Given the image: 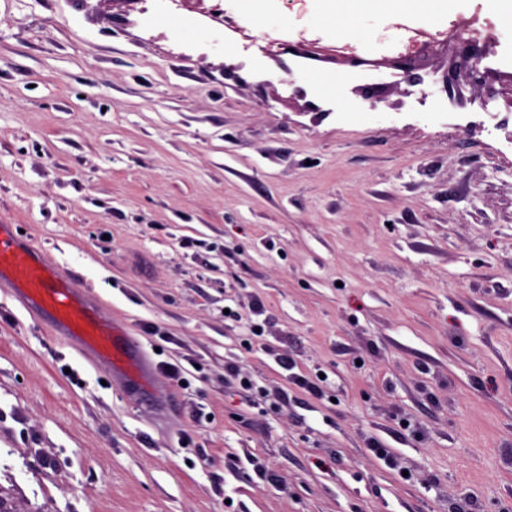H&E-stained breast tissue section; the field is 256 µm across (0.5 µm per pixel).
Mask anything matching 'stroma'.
I'll return each mask as SVG.
<instances>
[{"label":"stroma","instance_id":"1","mask_svg":"<svg viewBox=\"0 0 512 512\" xmlns=\"http://www.w3.org/2000/svg\"><path fill=\"white\" fill-rule=\"evenodd\" d=\"M156 3L0 0V220L183 367L155 424L0 296V512H512V143L470 124L507 107L390 64L495 13L393 9L367 49L311 0H223L208 40L213 0ZM247 18L259 15L274 19H282L279 14V0H239Z\"/></svg>","mask_w":512,"mask_h":512}]
</instances>
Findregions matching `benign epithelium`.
I'll list each match as a JSON object with an SVG mask.
<instances>
[{"label": "benign epithelium", "mask_w": 512, "mask_h": 512, "mask_svg": "<svg viewBox=\"0 0 512 512\" xmlns=\"http://www.w3.org/2000/svg\"><path fill=\"white\" fill-rule=\"evenodd\" d=\"M497 45L495 41L479 42L471 38V29L463 24L454 27L453 36L441 43L425 41L408 55H401L392 62V66L403 71L411 82H419L421 78L412 74L416 62L445 52L450 57L451 66L442 77V91L450 99L459 95V80H465L478 92L483 100L499 95L506 97L512 104V76L494 72L489 68L481 69L482 60ZM500 87H495V84Z\"/></svg>", "instance_id": "1"}]
</instances>
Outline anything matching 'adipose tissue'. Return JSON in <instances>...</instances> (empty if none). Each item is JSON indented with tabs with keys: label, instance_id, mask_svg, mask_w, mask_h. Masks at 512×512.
Listing matches in <instances>:
<instances>
[{
	"label": "adipose tissue",
	"instance_id": "obj_1",
	"mask_svg": "<svg viewBox=\"0 0 512 512\" xmlns=\"http://www.w3.org/2000/svg\"><path fill=\"white\" fill-rule=\"evenodd\" d=\"M438 3L439 0H313L317 15L342 17L343 22L334 28V35H358L367 47L372 44L368 30L355 27L361 17L379 14L389 5L396 4L411 10L422 20L431 22L437 18Z\"/></svg>",
	"mask_w": 512,
	"mask_h": 512
}]
</instances>
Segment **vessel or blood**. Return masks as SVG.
Returning <instances> with one entry per match:
<instances>
[{"label": "vessel or blood", "mask_w": 512, "mask_h": 512, "mask_svg": "<svg viewBox=\"0 0 512 512\" xmlns=\"http://www.w3.org/2000/svg\"><path fill=\"white\" fill-rule=\"evenodd\" d=\"M0 292L31 321L45 324L82 358L105 369L120 385L146 389L155 405L168 392L154 377L157 367L130 328L88 287L83 274L48 261L19 225L0 222Z\"/></svg>", "instance_id": "1"}]
</instances>
